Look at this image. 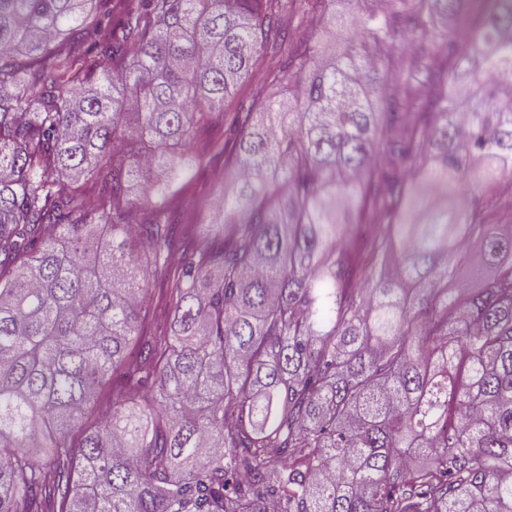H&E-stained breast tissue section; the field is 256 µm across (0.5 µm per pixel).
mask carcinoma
Here are the masks:
<instances>
[{"mask_svg":"<svg viewBox=\"0 0 512 512\" xmlns=\"http://www.w3.org/2000/svg\"><path fill=\"white\" fill-rule=\"evenodd\" d=\"M94 2L0 0V512H512V0ZM270 46L173 265L142 207ZM161 278L153 271L148 279V298L145 306L139 313L138 324L142 336H154L164 328L169 317L170 309L167 306V292L162 289Z\"/></svg>","mask_w":512,"mask_h":512,"instance_id":"carcinoma-1","label":"carcinoma"}]
</instances>
